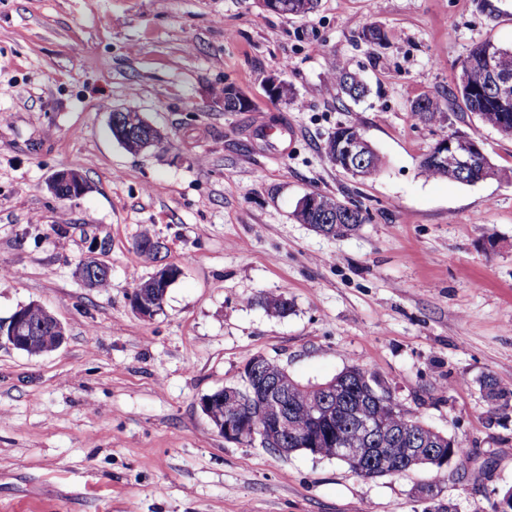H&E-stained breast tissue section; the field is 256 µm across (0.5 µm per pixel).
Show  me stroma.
Masks as SVG:
<instances>
[{
	"mask_svg": "<svg viewBox=\"0 0 512 512\" xmlns=\"http://www.w3.org/2000/svg\"><path fill=\"white\" fill-rule=\"evenodd\" d=\"M499 7L492 20L477 0H319L298 17L259 0H0V318L34 301L66 328L46 354L0 349V512H491L512 487V408L492 411L480 389L487 374L512 388V137L453 95L472 44L512 48V0ZM372 24L382 45L359 37ZM340 64L365 100L337 94ZM275 80L291 95L272 99ZM227 85L250 111H225ZM425 97L447 121L417 119ZM117 109L161 143L128 153ZM341 124L364 132L381 173L328 163ZM455 131L495 176L422 173ZM63 169L88 181L81 198L49 191ZM310 192L370 219L316 233L294 217ZM147 226L181 271L150 320L130 302L155 270L136 249ZM99 241L102 291L74 275ZM259 354L304 383L360 366L469 454L366 478L225 440L200 400Z\"/></svg>",
	"mask_w": 512,
	"mask_h": 512,
	"instance_id": "1",
	"label": "stroma"
}]
</instances>
